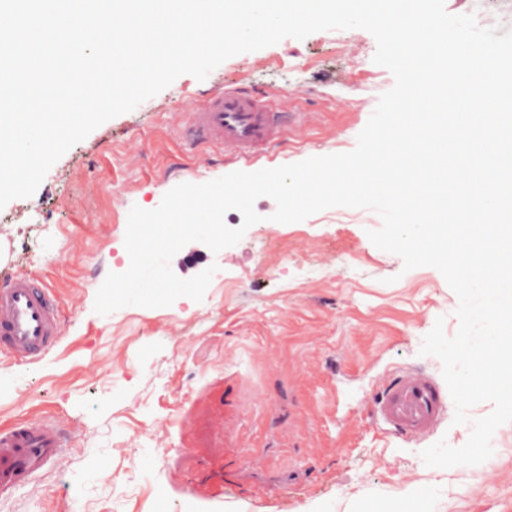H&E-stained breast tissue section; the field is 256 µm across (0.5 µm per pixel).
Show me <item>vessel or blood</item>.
Instances as JSON below:
<instances>
[{"mask_svg": "<svg viewBox=\"0 0 512 512\" xmlns=\"http://www.w3.org/2000/svg\"><path fill=\"white\" fill-rule=\"evenodd\" d=\"M283 115L259 99L223 91L193 114L186 130L197 142L223 144L237 158L249 159L280 137ZM59 314L48 288L25 274L0 286V349L31 360L59 336ZM448 412V399L425 372L402 369L383 385L373 408L376 426L389 435L422 438L438 427ZM61 435L50 422L35 420L0 432V491L26 481L45 463L58 459Z\"/></svg>", "mask_w": 512, "mask_h": 512, "instance_id": "b4317fda", "label": "vessel or blood"}]
</instances>
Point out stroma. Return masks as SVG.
Listing matches in <instances>:
<instances>
[{
	"instance_id": "1",
	"label": "stroma",
	"mask_w": 512,
	"mask_h": 512,
	"mask_svg": "<svg viewBox=\"0 0 512 512\" xmlns=\"http://www.w3.org/2000/svg\"><path fill=\"white\" fill-rule=\"evenodd\" d=\"M453 15L512 28V0H445ZM362 29L327 30L235 55L205 80L168 88L93 130L48 171L36 192L0 209V244L49 288L60 339L37 361L0 352V431L54 423L67 443L29 482L0 493V512H385L418 493L429 512H512V423L487 463L448 469L420 456L439 440L459 447L470 425L445 417L424 439L378 429L373 402L402 368L441 378L420 353L443 320L458 328V297L432 267L404 270L375 247L381 219L333 207L304 221H272L276 204L235 245L192 242L174 273L216 272L202 301L126 306L97 314L108 273L130 265L132 207L151 210L182 183L255 172L356 146L379 97L394 84ZM259 94L297 113L264 153L237 159L190 146L177 120L210 93ZM279 487L249 479L240 450Z\"/></svg>"
}]
</instances>
